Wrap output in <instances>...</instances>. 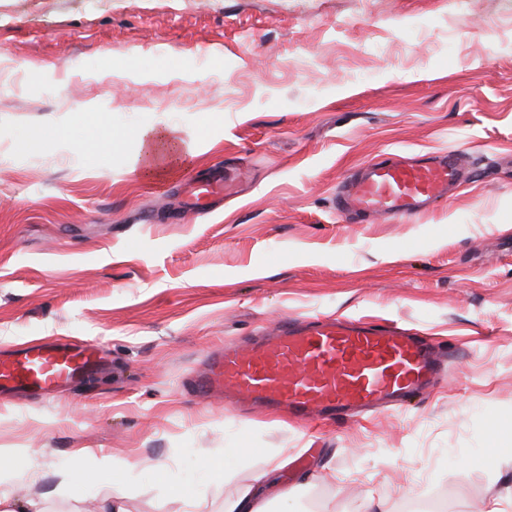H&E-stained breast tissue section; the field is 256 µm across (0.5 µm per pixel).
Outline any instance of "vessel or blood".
<instances>
[{"mask_svg":"<svg viewBox=\"0 0 512 512\" xmlns=\"http://www.w3.org/2000/svg\"><path fill=\"white\" fill-rule=\"evenodd\" d=\"M464 175L454 153L386 152L348 172L336 208L360 220L413 216L446 198ZM190 207L224 203L221 179H188ZM95 345L39 344L0 361V390L48 391L99 368ZM441 375L436 350L422 338L364 318L285 321L244 345L213 350L187 389L250 411L285 409L295 420L341 417L356 409L394 405Z\"/></svg>","mask_w":512,"mask_h":512,"instance_id":"vessel-or-blood-1","label":"vessel or blood"}]
</instances>
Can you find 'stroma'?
<instances>
[{
    "label": "stroma",
    "instance_id": "obj_1",
    "mask_svg": "<svg viewBox=\"0 0 512 512\" xmlns=\"http://www.w3.org/2000/svg\"><path fill=\"white\" fill-rule=\"evenodd\" d=\"M153 126L197 138L185 174L132 171ZM391 150L458 152L472 177L342 222L344 173ZM242 171L223 208L184 210V175ZM319 315L427 336L442 381L314 428L187 391L215 346ZM66 337L107 366L0 392L10 500L177 512L180 487L221 512L281 456L272 512H512V0H0V354ZM109 458L128 467L107 482Z\"/></svg>",
    "mask_w": 512,
    "mask_h": 512
}]
</instances>
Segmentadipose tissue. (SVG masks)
I'll list each match as a JSON object with an SVG mask.
<instances>
[{
	"label": "adipose tissue",
	"mask_w": 512,
	"mask_h": 512,
	"mask_svg": "<svg viewBox=\"0 0 512 512\" xmlns=\"http://www.w3.org/2000/svg\"><path fill=\"white\" fill-rule=\"evenodd\" d=\"M196 138L187 136L176 127L149 128L139 137V149L133 168L142 177L163 180L179 172L193 155ZM271 470H264L251 481L240 485L224 499L223 512H266L267 488Z\"/></svg>",
	"instance_id": "1"
}]
</instances>
